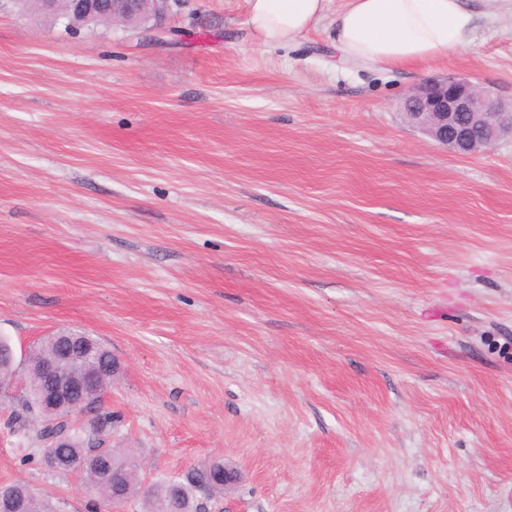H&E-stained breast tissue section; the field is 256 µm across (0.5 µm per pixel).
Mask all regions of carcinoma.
<instances>
[{
	"label": "carcinoma",
	"mask_w": 512,
	"mask_h": 512,
	"mask_svg": "<svg viewBox=\"0 0 512 512\" xmlns=\"http://www.w3.org/2000/svg\"><path fill=\"white\" fill-rule=\"evenodd\" d=\"M64 341L63 337H45L33 347L27 366L19 368L10 357L8 342L0 338V376L16 378L24 390L18 409L14 410L13 422L37 425L36 435L41 439L62 435L64 440L52 452L80 462L74 473L79 475L85 489L107 503L118 497L129 500L140 496L144 512H172L176 508L183 512H196L195 492L199 487H208L209 494L217 498L224 495V463L221 461L190 469L173 480H157L144 490L140 467L132 451L114 448L103 452L105 460L98 462L92 459L90 440L112 431L120 423V417L102 405L97 408L87 428L73 426L71 409L67 404L44 416L40 403L47 381L38 369V363L58 354ZM0 495L3 496L0 508H5L6 512H64V503L60 499L41 496L21 481L0 485Z\"/></svg>",
	"instance_id": "cac0c4a2"
}]
</instances>
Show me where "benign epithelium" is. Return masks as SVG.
<instances>
[{
	"label": "benign epithelium",
	"mask_w": 512,
	"mask_h": 512,
	"mask_svg": "<svg viewBox=\"0 0 512 512\" xmlns=\"http://www.w3.org/2000/svg\"><path fill=\"white\" fill-rule=\"evenodd\" d=\"M170 0H68L75 22H103L133 18L135 30L146 40L165 44L170 34L165 21ZM405 118L444 148L473 154L489 148L501 137H512V102H504L465 77L450 74L413 87L403 100ZM94 339L70 342L63 356L42 362V371L53 378L45 389L44 409L61 403L89 405L90 398L107 394L104 372L87 361Z\"/></svg>",
	"instance_id": "7a95c632"
}]
</instances>
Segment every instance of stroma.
I'll return each instance as SVG.
<instances>
[{
	"instance_id": "1",
	"label": "stroma",
	"mask_w": 512,
	"mask_h": 512,
	"mask_svg": "<svg viewBox=\"0 0 512 512\" xmlns=\"http://www.w3.org/2000/svg\"><path fill=\"white\" fill-rule=\"evenodd\" d=\"M469 6L468 47L355 69L248 0H174L165 46L0 0V337L104 342L113 446L237 468L212 512H512V139L401 109L451 73L512 100V0ZM13 408L0 483L86 512Z\"/></svg>"
}]
</instances>
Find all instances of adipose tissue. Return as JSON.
<instances>
[{"instance_id": "adipose-tissue-1", "label": "adipose tissue", "mask_w": 512, "mask_h": 512, "mask_svg": "<svg viewBox=\"0 0 512 512\" xmlns=\"http://www.w3.org/2000/svg\"><path fill=\"white\" fill-rule=\"evenodd\" d=\"M329 0H249V24L262 44L295 42ZM331 41L343 62L375 68L423 63L472 41L465 0H347L333 18Z\"/></svg>"}]
</instances>
